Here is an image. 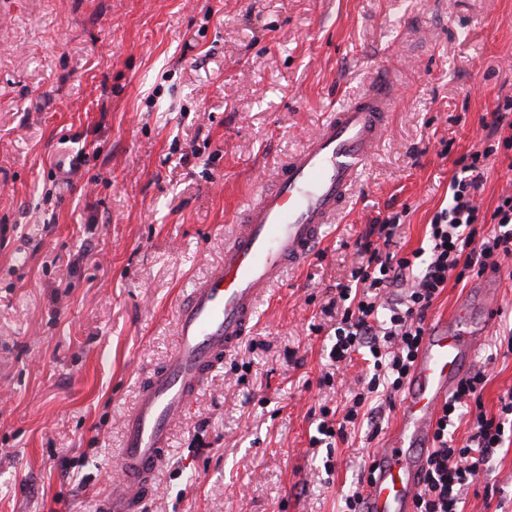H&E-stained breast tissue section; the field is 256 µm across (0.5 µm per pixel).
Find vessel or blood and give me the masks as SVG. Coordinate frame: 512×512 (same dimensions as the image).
<instances>
[{"instance_id":"vessel-or-blood-1","label":"vessel or blood","mask_w":512,"mask_h":512,"mask_svg":"<svg viewBox=\"0 0 512 512\" xmlns=\"http://www.w3.org/2000/svg\"><path fill=\"white\" fill-rule=\"evenodd\" d=\"M392 86L391 71H377L365 93L307 139L242 212L223 262L180 302L175 348L124 421L119 480L102 502L103 512H137L154 486L172 428L190 398L247 336L259 298L286 269L302 264L334 223L388 128ZM480 285L483 323L470 321L465 302L427 328L397 423L369 459L361 512H414L437 413L463 378L497 312L495 272L486 271Z\"/></svg>"}]
</instances>
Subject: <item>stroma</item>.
Here are the masks:
<instances>
[{
	"mask_svg": "<svg viewBox=\"0 0 512 512\" xmlns=\"http://www.w3.org/2000/svg\"><path fill=\"white\" fill-rule=\"evenodd\" d=\"M381 68L399 100L370 165L191 398L143 512H343L397 410L377 437L360 424L334 455L310 447L320 406L344 407L366 367L320 385L322 308L373 220L401 214L400 252L425 246L512 99V0H0V512H100L180 299L263 179ZM510 191L497 158L482 212ZM498 291L475 359L490 414L512 387L511 276ZM465 512H512V447Z\"/></svg>",
	"mask_w": 512,
	"mask_h": 512,
	"instance_id": "stroma-1",
	"label": "stroma"
}]
</instances>
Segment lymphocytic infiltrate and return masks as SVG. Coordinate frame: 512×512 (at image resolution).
Wrapping results in <instances>:
<instances>
[{
	"label": "lymphocytic infiltrate",
	"mask_w": 512,
	"mask_h": 512,
	"mask_svg": "<svg viewBox=\"0 0 512 512\" xmlns=\"http://www.w3.org/2000/svg\"><path fill=\"white\" fill-rule=\"evenodd\" d=\"M512 100L494 111L493 136L472 150L448 187V205L426 226V244L408 254L395 252L401 230L399 215L368 225L356 241V251L346 281L324 307L335 314L334 341L328 357L347 365L355 355L369 354L372 368L358 391L353 392L341 422L321 408L311 447L333 448L344 438L347 426L362 420V412L380 389L399 392L410 373L426 330L434 301L449 282L463 283L486 270H501L512 258V193L502 194L492 214H483L476 199L484 184L489 160L512 151ZM485 370L462 379L441 409L433 433V450L427 460L415 512H464V495L483 465L504 448L507 423L512 422V388L499 398L497 414L487 415L481 392ZM470 433L457 442L460 422Z\"/></svg>",
	"instance_id": "lymphocytic-infiltrate-1"
}]
</instances>
